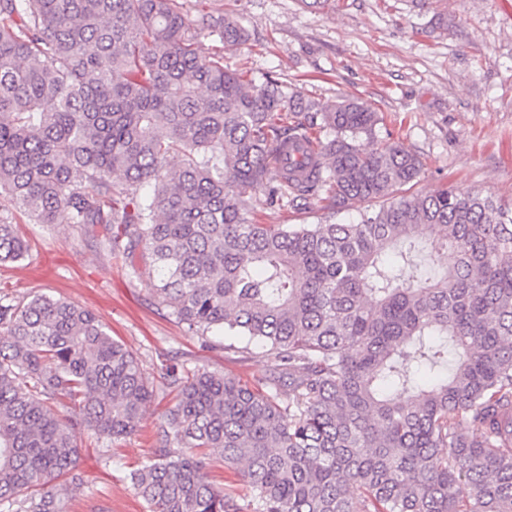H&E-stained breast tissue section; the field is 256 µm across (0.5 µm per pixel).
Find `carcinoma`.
I'll list each match as a JSON object with an SVG mask.
<instances>
[{"mask_svg":"<svg viewBox=\"0 0 512 512\" xmlns=\"http://www.w3.org/2000/svg\"><path fill=\"white\" fill-rule=\"evenodd\" d=\"M249 40L179 0H0V195L66 212L133 276L140 257L189 332L276 359L257 388L165 370L134 490L148 512H243L208 480L217 450L252 512H512V203L408 193L423 161L370 103L224 67ZM298 138L320 156L302 178L279 166ZM261 191L359 222L256 224ZM28 252L0 219V264ZM420 262L434 275L407 281ZM153 396L91 311L0 292V512H66L78 438L111 447Z\"/></svg>","mask_w":512,"mask_h":512,"instance_id":"carcinoma-1","label":"carcinoma"}]
</instances>
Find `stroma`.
Returning <instances> with one entry per match:
<instances>
[{"instance_id": "1", "label": "stroma", "mask_w": 512, "mask_h": 512, "mask_svg": "<svg viewBox=\"0 0 512 512\" xmlns=\"http://www.w3.org/2000/svg\"><path fill=\"white\" fill-rule=\"evenodd\" d=\"M183 3L193 16L235 14L249 30L246 45L225 51V66L259 82L278 78L307 99L370 102L402 146L425 161L413 193L447 187L512 200V0H330L322 9L302 0ZM437 12L447 25L428 31ZM1 217L19 225L30 252L0 265V290L61 296L92 311L154 382L156 397L140 429L112 447L125 469L111 466L94 440L79 439L69 512H147L125 471L150 456L153 428L173 403L157 365L221 370L256 384L274 357L259 347L227 351L188 334L160 304L154 275L130 276L124 262L83 242L67 214L37 224L5 205ZM252 217L261 224H320L353 222L358 214L259 204Z\"/></svg>"}]
</instances>
